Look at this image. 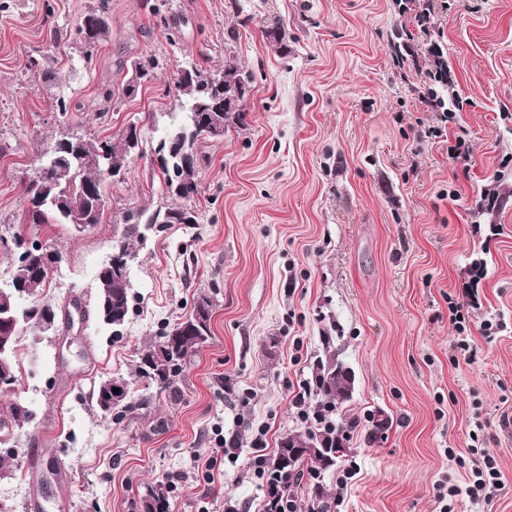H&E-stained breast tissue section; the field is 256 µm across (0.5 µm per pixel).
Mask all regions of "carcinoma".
<instances>
[{"label":"carcinoma","instance_id":"1","mask_svg":"<svg viewBox=\"0 0 512 512\" xmlns=\"http://www.w3.org/2000/svg\"><path fill=\"white\" fill-rule=\"evenodd\" d=\"M105 33V21L96 13L83 18L76 28V36L84 44L86 56L94 54ZM160 61L153 55L135 58L130 63L132 74L140 81L154 77ZM251 73L245 71L228 58L224 67L217 71L196 66L182 68L175 76L174 86L178 92L190 97L191 109L187 120L171 127L159 139L152 150L167 152L168 147L187 158L188 166L181 169L174 161L160 164L167 192L186 202L194 198L199 187V166L197 142L204 138L199 129V116L212 105L223 101L224 96L237 97V105L231 111L218 113L224 124L240 120L242 103L249 92ZM138 148V141L122 133L117 138L93 144L78 136L60 138L46 147L47 162L41 166L25 185L28 206L26 220L30 224H69L76 229L100 222L105 207L103 183L110 179L104 172L86 164V160L100 151L112 156V169L121 173L126 161ZM113 252L136 253V245L142 244V226L157 224H196L198 218L188 207L157 208L149 215L128 212L123 218ZM57 260L50 257L30 267L17 262L10 273L8 289L0 291V316L16 318L18 327H27L43 316V309L54 303L40 298L43 288L52 279ZM130 281L114 274L106 266L98 276L97 303L95 314L104 325L118 328L122 326L130 311ZM211 336V304L205 299L197 302L191 315L184 317L165 329L157 340L150 343L139 355L136 366L138 379L155 385L174 395L179 393L177 377L183 371L187 360L202 347ZM324 351L315 356L309 376L304 379L301 392L308 401L309 417L304 430L298 433L287 432L277 442L270 470L288 480L301 476L299 459L289 458V452L308 441L316 443L323 454L334 456L336 451L346 448L350 438L353 420L347 419L344 409L352 399L346 395L349 387L336 380V370L340 360L333 351L334 337H323ZM15 339L0 335V378L17 382V369L14 359ZM125 391L119 403L110 399L112 388ZM130 381L115 377L101 383L97 389V405L110 414L116 409L131 411L135 404L130 400ZM381 410L368 413L372 424V435L384 438L392 421L385 418L379 422ZM142 512H170V490L164 481L151 486L142 499Z\"/></svg>","mask_w":512,"mask_h":512}]
</instances>
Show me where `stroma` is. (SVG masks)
I'll return each mask as SVG.
<instances>
[{"mask_svg": "<svg viewBox=\"0 0 512 512\" xmlns=\"http://www.w3.org/2000/svg\"><path fill=\"white\" fill-rule=\"evenodd\" d=\"M0 0V235L54 250L66 279L43 291L85 303L82 329L20 336L12 395L32 412L0 422L5 512H142L158 480L181 474L171 512H260L265 490L251 441L267 450L302 429L292 405L321 338L356 373L357 420L339 466L303 475L299 512L322 484L330 512H440L435 487L467 486L472 449L493 455L492 500L457 496L453 512H512V0H433V38L417 34V0ZM101 8L106 33L86 57L74 32ZM277 28L281 41L265 36ZM236 39H228V31ZM413 32L415 60L393 47ZM156 56L154 79L122 91L131 60ZM447 62L462 102L447 136L428 139L436 114L421 102L425 71ZM234 57L253 76L241 121L198 143L194 224L148 231L131 266L132 302L119 332L94 316L97 278L128 211L174 205L151 152L188 100L177 70L221 69ZM68 116H60L58 100ZM137 126L143 150L107 182L99 224H24L25 184L44 143L64 133L98 142ZM464 140L465 159L449 146ZM497 206L479 210L486 189ZM477 291L466 323L473 361L457 352L449 301ZM212 302L211 338L184 366L179 397L136 378L141 351L165 327ZM506 323L487 339L484 320ZM131 380L136 409L103 415L98 385ZM392 420L371 441L369 411ZM240 438L209 469L216 434ZM44 449L38 477L24 470ZM359 468L339 487L342 468Z\"/></svg>", "mask_w": 512, "mask_h": 512, "instance_id": "stroma-1", "label": "stroma"}]
</instances>
